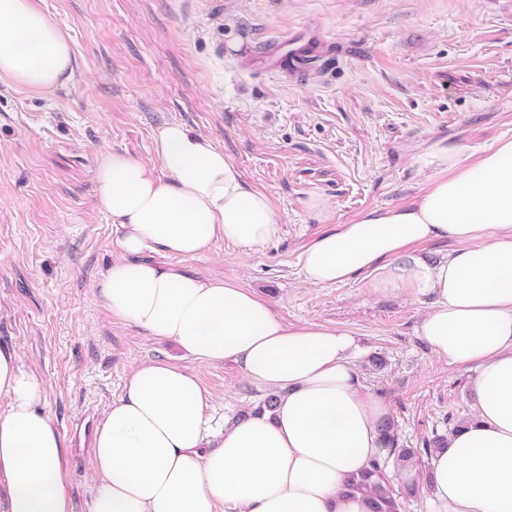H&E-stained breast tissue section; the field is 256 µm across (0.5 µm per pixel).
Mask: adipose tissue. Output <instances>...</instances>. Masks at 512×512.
I'll return each instance as SVG.
<instances>
[{
  "instance_id": "obj_1",
  "label": "adipose tissue",
  "mask_w": 512,
  "mask_h": 512,
  "mask_svg": "<svg viewBox=\"0 0 512 512\" xmlns=\"http://www.w3.org/2000/svg\"><path fill=\"white\" fill-rule=\"evenodd\" d=\"M74 70L69 36L32 0H0V76L51 91ZM155 152L156 168L117 152L97 166L98 204L124 255L102 274L101 299L112 316L195 361L239 364L275 406L214 425L212 396L194 371L140 364L94 434L87 512H369L343 487L382 450L387 410L360 388L353 335L288 326L247 289L142 260L150 248L193 257L218 239L257 247L280 233L269 196L249 189L207 137L168 123ZM438 155L448 173L415 202L320 236L302 269L315 286L367 273L382 290L433 295L420 334L449 363L476 365V414L427 473L409 466L402 476L426 482L447 512H512V138L468 165ZM437 237L457 241L448 259L413 253ZM0 396L8 400L0 411L5 512H74L45 384L8 349H0Z\"/></svg>"
}]
</instances>
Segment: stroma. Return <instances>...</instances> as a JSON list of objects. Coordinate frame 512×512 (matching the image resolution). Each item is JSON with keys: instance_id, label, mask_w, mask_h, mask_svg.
<instances>
[{"instance_id": "35a3bbf8", "label": "stroma", "mask_w": 512, "mask_h": 512, "mask_svg": "<svg viewBox=\"0 0 512 512\" xmlns=\"http://www.w3.org/2000/svg\"><path fill=\"white\" fill-rule=\"evenodd\" d=\"M70 37L72 81L49 92L0 78V347L46 387L65 441L74 512L94 486L85 411L102 423L138 365L193 369L226 421L266 390L231 362L201 365L174 342L115 317L97 284L122 258L96 198L110 152L157 165L154 136L182 123L266 193L281 236L257 247L215 241L194 257L144 259L233 283L284 323L351 330L362 388L401 443L421 447L472 420L475 366L438 357L418 329L432 296L382 294L373 277L314 286L300 257L321 234L370 210L410 204L443 175L435 153L469 164L512 138V0H35ZM317 37L304 75L269 68L287 32ZM383 356L375 370L370 356Z\"/></svg>"}]
</instances>
